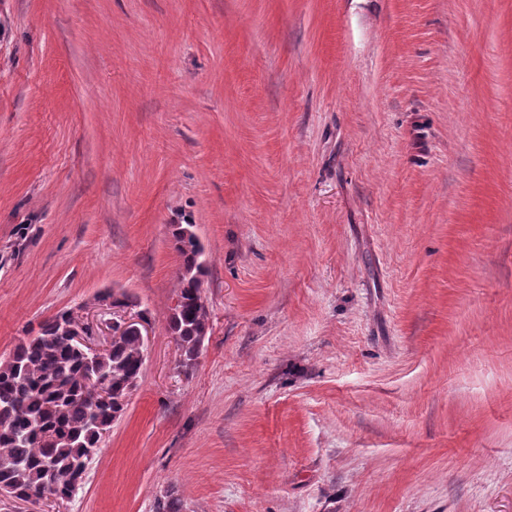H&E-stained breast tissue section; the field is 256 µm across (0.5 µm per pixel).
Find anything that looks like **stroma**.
Segmentation results:
<instances>
[{"mask_svg":"<svg viewBox=\"0 0 512 512\" xmlns=\"http://www.w3.org/2000/svg\"><path fill=\"white\" fill-rule=\"evenodd\" d=\"M104 291L144 365L62 512H512V0H0V360ZM178 225V227H176ZM173 225L172 237L178 251L181 264L176 273L177 298L168 318V331L174 337L180 350V364L185 370L193 369L202 350L207 330L208 312L202 297V288L206 270L199 265L198 245L192 239H198L196 229H183V239L179 228L192 224ZM192 237V239H189Z\"/></svg>","mask_w":512,"mask_h":512,"instance_id":"35a3bbf8","label":"stroma"}]
</instances>
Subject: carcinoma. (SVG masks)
I'll use <instances>...</instances> for the list:
<instances>
[{
	"instance_id": "1",
	"label": "carcinoma",
	"mask_w": 512,
	"mask_h": 512,
	"mask_svg": "<svg viewBox=\"0 0 512 512\" xmlns=\"http://www.w3.org/2000/svg\"><path fill=\"white\" fill-rule=\"evenodd\" d=\"M172 237L181 264L176 273L177 298L168 331L180 350V364L192 369L208 330L202 297L206 272L199 248ZM80 322L72 309L59 312L30 331L9 358L0 363V485L38 499L71 500L82 485L76 470L88 466L112 419L124 412L137 386L144 355L139 338L126 334L104 352L87 357L68 336ZM112 387V399L101 400L95 383ZM155 512H183L180 498L167 492L155 501Z\"/></svg>"
}]
</instances>
